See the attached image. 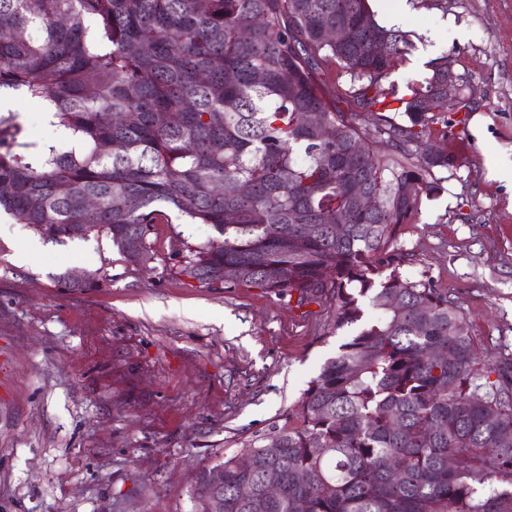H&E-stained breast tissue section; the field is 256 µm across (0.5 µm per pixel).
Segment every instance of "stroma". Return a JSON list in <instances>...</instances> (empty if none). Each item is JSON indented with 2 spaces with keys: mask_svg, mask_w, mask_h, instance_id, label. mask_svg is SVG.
Returning a JSON list of instances; mask_svg holds the SVG:
<instances>
[{
  "mask_svg": "<svg viewBox=\"0 0 512 512\" xmlns=\"http://www.w3.org/2000/svg\"><path fill=\"white\" fill-rule=\"evenodd\" d=\"M398 28V85L446 55L475 98L448 115L440 193L399 232L407 272L458 301L493 365L512 346V0H406ZM4 96L23 138L71 148L39 105ZM157 210L145 267L104 234L55 242L0 214V512H195V471L287 425L342 343L325 304L176 275V253L215 231ZM68 271L104 284L65 290Z\"/></svg>",
  "mask_w": 512,
  "mask_h": 512,
  "instance_id": "35a3bbf8",
  "label": "stroma"
}]
</instances>
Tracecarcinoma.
I'll use <instances>...</instances> for the list:
<instances>
[{
  "label": "carcinoma",
  "mask_w": 512,
  "mask_h": 512,
  "mask_svg": "<svg viewBox=\"0 0 512 512\" xmlns=\"http://www.w3.org/2000/svg\"><path fill=\"white\" fill-rule=\"evenodd\" d=\"M407 47L368 0H0V90L49 104L80 146L33 157L0 114V210L52 241L104 233L146 265L165 204L219 234L185 245L177 275L325 299L331 329L356 327L288 426L242 449L250 467L216 463L223 512H512V361L491 380L464 309L404 272L399 227L440 189L454 155L436 114L455 111L446 56L399 92Z\"/></svg>",
  "instance_id": "carcinoma-1"
}]
</instances>
